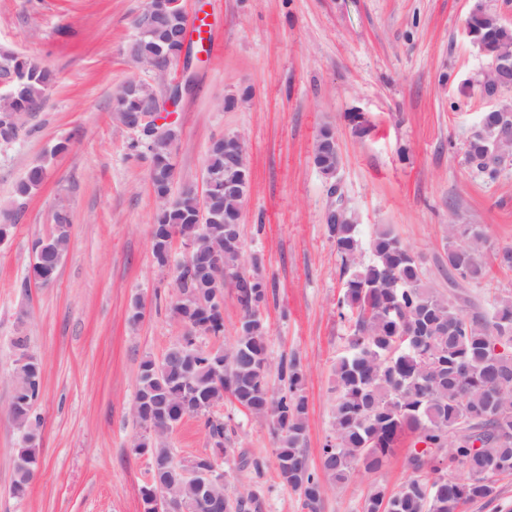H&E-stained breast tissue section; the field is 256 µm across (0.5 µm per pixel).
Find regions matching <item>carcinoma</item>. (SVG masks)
<instances>
[{"label": "carcinoma", "mask_w": 512, "mask_h": 512, "mask_svg": "<svg viewBox=\"0 0 512 512\" xmlns=\"http://www.w3.org/2000/svg\"><path fill=\"white\" fill-rule=\"evenodd\" d=\"M482 39L512 49V28L490 12L485 19L470 18ZM183 50L177 22L163 18L148 35H137L132 54L176 60ZM0 77L11 81L0 95V140L14 143L26 134V117L45 103L52 71L33 58L0 53ZM153 90L146 83H128L113 102L116 112H137L144 96ZM150 159V183L158 201L153 220V257L160 267L171 263L170 230L196 221L199 199L186 186L171 198L170 172L175 158L165 141L143 143ZM512 152L493 121L474 127L466 141L467 162L478 174L495 179L500 172L482 158L493 150ZM226 145L212 144L206 169L212 177L213 205L222 211L224 223L211 225L209 245L223 250L224 268L236 272L243 252L226 243V225L240 220L237 200L224 196V182L247 188L250 173L228 165ZM315 166L324 175L339 170L334 131L326 126L314 148ZM47 175V159L33 164L17 186L20 196L37 189ZM344 277L345 293L338 302L340 316H349L348 353L334 366L336 399L332 411L333 433L321 451L320 467H311L303 449L307 430L308 399L303 393L304 373L297 357L277 365L284 391L271 392L268 380L267 330L263 317L248 315L263 307L268 288L255 272L247 288L239 289L241 318L234 345L205 347L172 344L161 359L145 357L137 377L136 395L142 416L175 429L188 414L183 403L195 389L193 416L205 418L210 438L224 447V417L212 407L226 392L252 417L268 422L276 439L274 455L281 482L298 492L309 512H319L329 489H342L356 470L382 469L406 437L413 445L407 460L413 471L395 494L374 487L362 512H462L470 503L491 504L498 499L497 478L512 476V292L498 291L471 314L463 311L470 299L459 288L479 286L488 270L482 259L486 238L479 224H450L445 263L448 294L431 287L422 262L386 225L377 227L364 258L358 224L346 214L341 223L328 225ZM173 311L188 327L201 326L211 337L224 335V320L212 312L210 289L199 288L193 299L173 303ZM12 379L19 385L13 395L16 428L27 447L34 446L38 417L34 408L43 391L44 370L34 357L17 359ZM150 444L161 464L160 484L168 487L190 512H213L211 502L198 495L196 485L180 472L171 449ZM456 463L465 477L432 479L444 463ZM36 461L16 470V496L25 494ZM256 497L224 496V512H251Z\"/></svg>", "instance_id": "1"}]
</instances>
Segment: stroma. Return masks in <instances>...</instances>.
I'll return each instance as SVG.
<instances>
[{
  "label": "stroma",
  "mask_w": 512,
  "mask_h": 512,
  "mask_svg": "<svg viewBox=\"0 0 512 512\" xmlns=\"http://www.w3.org/2000/svg\"><path fill=\"white\" fill-rule=\"evenodd\" d=\"M146 0H0V49L42 61L54 74L43 108L20 141L0 144V209L14 227L0 245V512H144L149 458L133 451L143 433L132 413L139 364L162 357L185 333L171 307L179 293L171 269L152 254L157 207L150 162L138 136L114 120L112 99L128 81L158 94L189 82L160 125L175 133L173 193L203 191L208 148L240 135L251 180L241 217L244 270L260 257L268 283L263 315L271 363L297 355L306 371L305 451L319 466L331 433L333 366L347 347L336 313L343 281L328 233L347 212L369 242L390 225L417 253L429 284L447 292L441 267L450 224L481 225L490 263L487 289L511 290L512 270L492 261L512 245V166L479 177L465 144L489 106L475 83L489 61L472 45L465 19L473 0H182L206 41L191 40L186 59L166 77L134 65L127 53ZM250 92L228 109L227 98ZM369 125L354 135L351 116ZM331 125L342 155L335 180L313 163ZM67 142L63 153L51 148ZM45 181L20 198L16 188L44 155ZM71 217L70 238L51 283L31 274L32 246ZM142 317L131 321L134 304ZM39 359L44 391L37 465L24 497L11 494L22 437L8 411L20 354ZM231 450L224 489L257 497L256 512H307L280 483L266 423L232 400ZM168 443L179 459L211 452L202 419L190 418ZM411 442L377 472H358L321 512H360L373 486L397 490L411 475ZM258 460L261 471L240 464Z\"/></svg>",
  "instance_id": "35a3bbf8"
}]
</instances>
